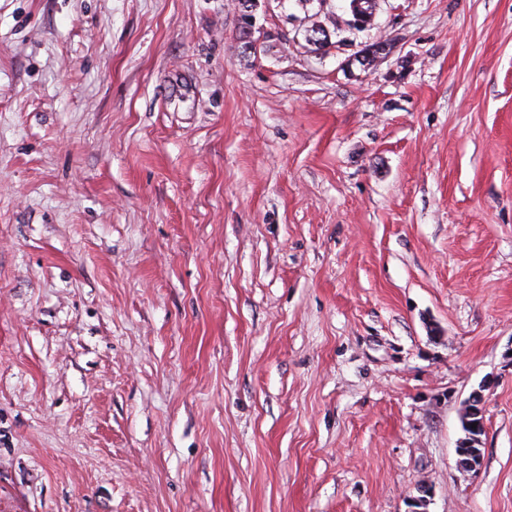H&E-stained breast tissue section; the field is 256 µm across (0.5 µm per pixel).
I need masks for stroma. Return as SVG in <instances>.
Segmentation results:
<instances>
[{
    "label": "stroma",
    "instance_id": "stroma-1",
    "mask_svg": "<svg viewBox=\"0 0 512 512\" xmlns=\"http://www.w3.org/2000/svg\"><path fill=\"white\" fill-rule=\"evenodd\" d=\"M350 18L0 0V512H512V0ZM483 392L480 388L471 392L462 416L464 436L457 442L456 454L459 467L465 471L477 470L482 461V453L475 448L481 447L482 436L485 434ZM473 423H477L476 428H472ZM462 448H469V451Z\"/></svg>",
    "mask_w": 512,
    "mask_h": 512
}]
</instances>
